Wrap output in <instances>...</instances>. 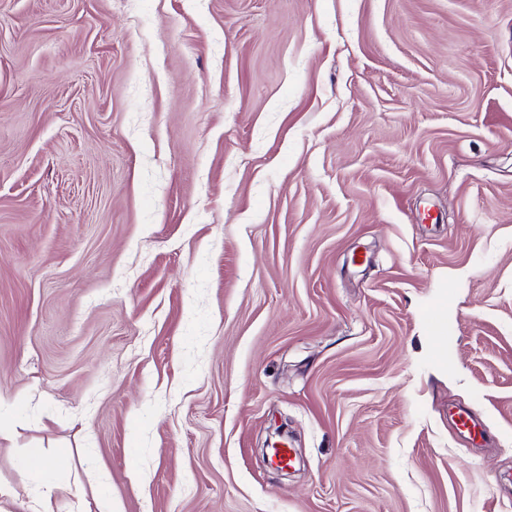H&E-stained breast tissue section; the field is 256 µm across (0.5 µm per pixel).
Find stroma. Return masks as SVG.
Masks as SVG:
<instances>
[{
    "mask_svg": "<svg viewBox=\"0 0 512 512\" xmlns=\"http://www.w3.org/2000/svg\"><path fill=\"white\" fill-rule=\"evenodd\" d=\"M0 425V512H512V0H0Z\"/></svg>",
    "mask_w": 512,
    "mask_h": 512,
    "instance_id": "stroma-1",
    "label": "stroma"
}]
</instances>
